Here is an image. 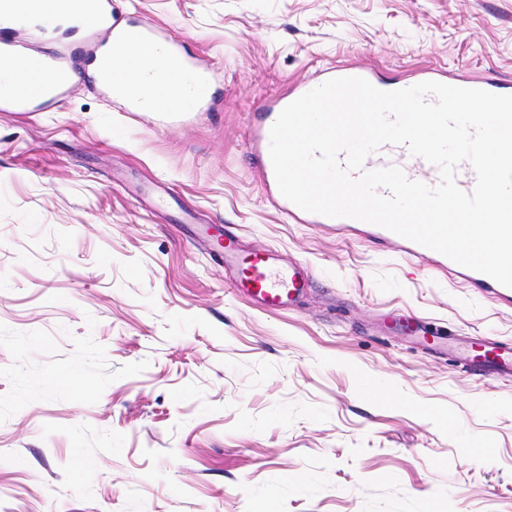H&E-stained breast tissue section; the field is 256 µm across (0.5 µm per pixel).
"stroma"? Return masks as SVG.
<instances>
[{
  "mask_svg": "<svg viewBox=\"0 0 512 512\" xmlns=\"http://www.w3.org/2000/svg\"><path fill=\"white\" fill-rule=\"evenodd\" d=\"M112 7L219 78L169 123L100 87L90 35L17 33L19 55L80 76L0 111V512H512V376L440 344L512 345V305L292 221L250 141L265 104L328 66L512 79V0ZM190 224L305 262L308 288L256 307Z\"/></svg>",
  "mask_w": 512,
  "mask_h": 512,
  "instance_id": "stroma-1",
  "label": "stroma"
}]
</instances>
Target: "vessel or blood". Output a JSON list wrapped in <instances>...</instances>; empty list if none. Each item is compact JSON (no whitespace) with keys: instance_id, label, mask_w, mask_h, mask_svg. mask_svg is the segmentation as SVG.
Masks as SVG:
<instances>
[{"instance_id":"b4317fda","label":"vessel or blood","mask_w":512,"mask_h":512,"mask_svg":"<svg viewBox=\"0 0 512 512\" xmlns=\"http://www.w3.org/2000/svg\"><path fill=\"white\" fill-rule=\"evenodd\" d=\"M96 20L89 24L91 32L102 34L104 42L110 43L113 52L125 51L130 39H137L154 45L159 37L154 28L124 20L112 11V0H95ZM30 24L29 18L18 11L7 13L0 11V106L22 107L34 102L62 96L70 85L71 69L56 65L55 61L41 55L26 57V76L16 80L9 76L8 70L16 57L17 32ZM58 69L60 78L53 86H46L41 81L44 73ZM180 71L185 81L194 89L192 96L179 100L176 109L180 112L195 110L207 101V87L215 83L217 73L211 67L196 62L181 65ZM339 77H360L372 79L371 70L362 65L346 68L330 67L323 69L315 81L307 82V89H314L316 84ZM431 80L463 88L482 89L495 94H505V86L493 77L473 79L449 72H434ZM284 98L273 100L266 110V122L257 128L254 139L264 178L268 184H275L276 178L271 162L270 130L281 111L287 106ZM389 166L400 167L409 179L437 186L440 182L438 168L421 157L412 155L407 145L386 144L371 154L366 162V169H378ZM275 202L279 210L289 218L302 224H324L339 229L356 226L357 221L348 217H328L308 213L287 200L283 195H276ZM372 234L398 245L406 254L448 271L462 275L467 282L480 293L493 295L499 301L512 303V288L504 286L491 277L463 267L446 256L405 239L383 227L370 225ZM242 250L236 239L230 238L224 244V265L233 269V288L236 292L249 296L258 306L275 308L293 302L306 288L309 275L306 265L300 262L282 264L272 254L254 252L249 263H242ZM494 355L486 361L484 367L488 373H512V347L494 346Z\"/></svg>"}]
</instances>
